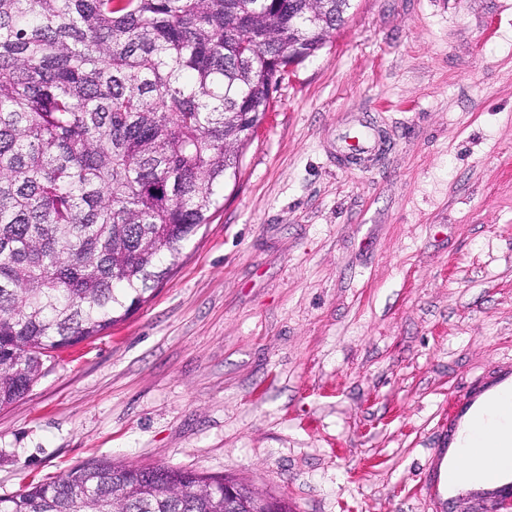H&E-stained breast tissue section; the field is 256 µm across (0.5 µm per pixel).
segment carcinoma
I'll list each match as a JSON object with an SVG mask.
<instances>
[{
	"label": "carcinoma",
	"instance_id": "1",
	"mask_svg": "<svg viewBox=\"0 0 512 512\" xmlns=\"http://www.w3.org/2000/svg\"><path fill=\"white\" fill-rule=\"evenodd\" d=\"M351 0H0V408L145 303ZM233 492L224 494V481ZM290 512L236 479L97 460L0 512Z\"/></svg>",
	"mask_w": 512,
	"mask_h": 512
}]
</instances>
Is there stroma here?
I'll return each instance as SVG.
<instances>
[{
	"label": "stroma",
	"mask_w": 512,
	"mask_h": 512,
	"mask_svg": "<svg viewBox=\"0 0 512 512\" xmlns=\"http://www.w3.org/2000/svg\"><path fill=\"white\" fill-rule=\"evenodd\" d=\"M273 97L171 275L0 408V495L107 459L475 512L416 487L449 401L512 373V0H353Z\"/></svg>",
	"instance_id": "stroma-1"
}]
</instances>
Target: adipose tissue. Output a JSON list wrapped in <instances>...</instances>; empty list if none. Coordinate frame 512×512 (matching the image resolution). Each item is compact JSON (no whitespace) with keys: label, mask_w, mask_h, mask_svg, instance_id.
<instances>
[{"label":"adipose tissue","mask_w":512,"mask_h":512,"mask_svg":"<svg viewBox=\"0 0 512 512\" xmlns=\"http://www.w3.org/2000/svg\"><path fill=\"white\" fill-rule=\"evenodd\" d=\"M443 466L454 494L481 487L492 468L512 477V387L490 391L465 417Z\"/></svg>","instance_id":"ef3b65f1"}]
</instances>
